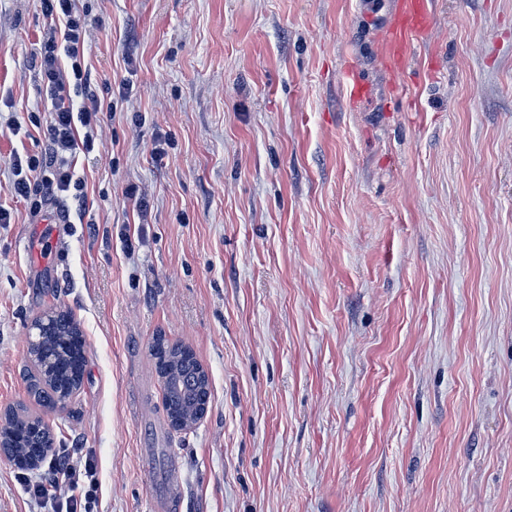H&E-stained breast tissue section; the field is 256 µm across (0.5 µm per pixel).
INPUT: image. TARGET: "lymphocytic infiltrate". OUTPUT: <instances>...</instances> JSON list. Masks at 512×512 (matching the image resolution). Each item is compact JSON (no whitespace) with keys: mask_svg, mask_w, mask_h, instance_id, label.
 <instances>
[{"mask_svg":"<svg viewBox=\"0 0 512 512\" xmlns=\"http://www.w3.org/2000/svg\"><path fill=\"white\" fill-rule=\"evenodd\" d=\"M78 0H40V9L50 23L35 54L41 86L50 103L45 147L40 155L14 160L15 196L28 200L31 212H40L52 198H83L86 182L74 164L77 152L92 153L98 146L97 132L112 104L101 100L91 88L85 57L91 47ZM56 478L50 488L32 484L28 492L48 497L52 512H94L96 489L91 482L94 467L77 469L51 458Z\"/></svg>","mask_w":512,"mask_h":512,"instance_id":"1","label":"lymphocytic infiltrate"}]
</instances>
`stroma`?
Instances as JSON below:
<instances>
[{
	"label": "stroma",
	"instance_id": "35a3bbf8",
	"mask_svg": "<svg viewBox=\"0 0 512 512\" xmlns=\"http://www.w3.org/2000/svg\"><path fill=\"white\" fill-rule=\"evenodd\" d=\"M400 2L79 0L116 110L84 201L34 214L10 184L47 20L0 0V408L32 322L71 312L82 385L33 412L97 512H165L171 457L179 512H512V0H432L397 74ZM160 339L209 374L192 429ZM47 473L0 458V512H51ZM169 469V471L156 476V479L167 488L166 508L178 510L181 500V482L173 476L175 469L173 463H170Z\"/></svg>",
	"mask_w": 512,
	"mask_h": 512
}]
</instances>
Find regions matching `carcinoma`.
<instances>
[{"instance_id":"obj_1","label":"carcinoma","mask_w":512,"mask_h":512,"mask_svg":"<svg viewBox=\"0 0 512 512\" xmlns=\"http://www.w3.org/2000/svg\"><path fill=\"white\" fill-rule=\"evenodd\" d=\"M81 335L72 317L60 312L54 319L53 335L32 351L33 372L29 374L32 400L44 408L68 401L80 388L84 372L85 350L65 349L58 340L75 339ZM180 346L168 345L154 353L156 369L165 388V410L181 415L197 412L200 394L211 395L210 381L202 365L184 356ZM24 435L23 453L30 457H46L53 450L49 433L36 423L20 426Z\"/></svg>"}]
</instances>
